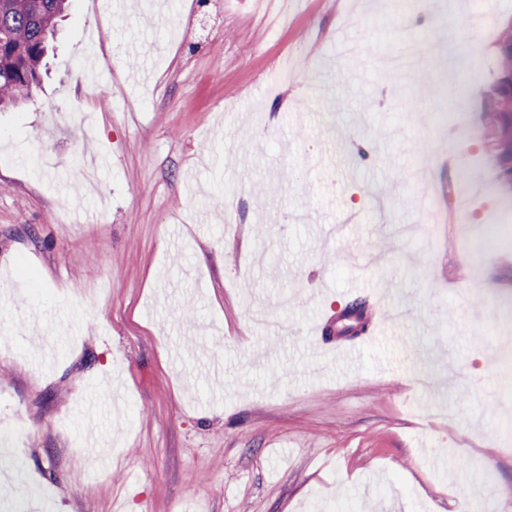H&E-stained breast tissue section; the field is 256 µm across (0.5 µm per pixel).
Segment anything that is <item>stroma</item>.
<instances>
[{
  "label": "stroma",
  "instance_id": "stroma-1",
  "mask_svg": "<svg viewBox=\"0 0 512 512\" xmlns=\"http://www.w3.org/2000/svg\"><path fill=\"white\" fill-rule=\"evenodd\" d=\"M71 0L42 81L0 111V500L10 512H512V215L480 102L512 0ZM473 58L452 127L404 36ZM294 80L269 96L287 49ZM413 104L394 111L396 101ZM365 150L350 172L344 151ZM465 156L484 252L424 221ZM355 216L350 235L316 225ZM381 296L349 366L315 330ZM221 365V379L210 368ZM485 376V395L471 383Z\"/></svg>",
  "mask_w": 512,
  "mask_h": 512
}]
</instances>
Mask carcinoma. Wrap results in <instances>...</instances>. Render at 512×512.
<instances>
[{"mask_svg": "<svg viewBox=\"0 0 512 512\" xmlns=\"http://www.w3.org/2000/svg\"><path fill=\"white\" fill-rule=\"evenodd\" d=\"M70 0H0V107L25 99L40 78L58 17ZM497 71L481 120L501 186L512 193V20L495 43Z\"/></svg>", "mask_w": 512, "mask_h": 512, "instance_id": "1", "label": "carcinoma"}]
</instances>
